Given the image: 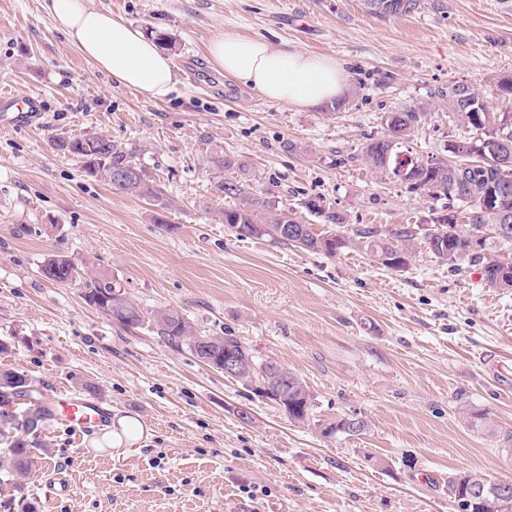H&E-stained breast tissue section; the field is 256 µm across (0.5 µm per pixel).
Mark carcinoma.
I'll list each match as a JSON object with an SVG mask.
<instances>
[{"instance_id": "cac0c4a2", "label": "carcinoma", "mask_w": 512, "mask_h": 512, "mask_svg": "<svg viewBox=\"0 0 512 512\" xmlns=\"http://www.w3.org/2000/svg\"><path fill=\"white\" fill-rule=\"evenodd\" d=\"M424 0H361L362 9L380 17H405L420 10ZM497 97L509 101L511 107L494 112L481 94L472 86L457 83L443 93L448 99V117L469 128L470 136L448 143L442 158H422L411 150V136L426 116L422 108L400 109L387 113L384 132L364 144L355 159L361 161L382 181L400 180L398 168L406 156L407 188L412 193L435 199L455 201L462 208L467 224H450L448 219L424 229L417 238L403 226L383 233L376 228H362L357 237L362 246L372 253L379 264L389 269H402L415 253L417 245L434 257L451 264L481 266L486 283L504 292L512 291V259L506 260L500 252L512 249V182L496 195L494 204H485L484 195L491 188L503 184L506 173H512V79H503L497 85ZM396 143H387L388 138ZM53 148L74 156L81 162L86 176L111 183L114 171L137 170L125 185L112 187L118 194H131L160 199L158 190L148 180L142 165L137 162L139 149L116 143L103 136L78 138L59 137ZM224 196L237 200V205L224 210L222 221L239 238L265 237L273 242L293 245L301 249L334 256L347 246L339 235L324 236L315 233L311 225L273 213L270 199L255 190L243 179H226L218 185ZM420 243H415V240ZM75 264L65 256L51 254L42 262L39 274L59 285L65 279L75 282ZM85 302L95 308L113 307L112 321L126 327L138 328L145 323L174 347L186 346L189 351L208 355L214 366L224 365V356L233 355L242 363H252L254 369L238 380L249 384L264 378V373L276 370L282 373L276 388L280 393L279 407L288 418L301 423L316 421L321 433L330 436L338 432L350 436L361 434L366 422L360 416L347 414L334 422L315 419V402L307 386L296 374L278 363L263 365L239 337L201 332L184 316L171 307L147 312L128 297L115 292L110 283L98 280L84 282ZM44 396L32 385L31 378L12 368L0 369V437L9 441L11 456L0 464V491L10 488L20 491L29 477L31 444L26 436L34 435L49 419ZM474 473L456 475L449 480L456 500H461Z\"/></svg>"}]
</instances>
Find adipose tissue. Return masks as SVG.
Here are the masks:
<instances>
[{
    "mask_svg": "<svg viewBox=\"0 0 512 512\" xmlns=\"http://www.w3.org/2000/svg\"><path fill=\"white\" fill-rule=\"evenodd\" d=\"M54 29L113 84L147 101L165 99L175 88L172 57L153 37L87 0H43ZM214 71L252 87L266 99L298 109L333 103L346 76L329 56H313L217 28L208 41Z\"/></svg>",
    "mask_w": 512,
    "mask_h": 512,
    "instance_id": "ef3b65f1",
    "label": "adipose tissue"
}]
</instances>
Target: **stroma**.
<instances>
[{"label":"stroma","instance_id":"stroma-1","mask_svg":"<svg viewBox=\"0 0 512 512\" xmlns=\"http://www.w3.org/2000/svg\"><path fill=\"white\" fill-rule=\"evenodd\" d=\"M146 32L167 34L178 83L161 102L113 86L56 31L42 0H0V91L36 95L32 128L0 126V367L43 395L96 385L141 439L92 448L49 423L31 448L27 485L0 512H459L449 477L512 481V292L480 269L418 249L392 270L354 244L358 229L427 227L445 200L380 181L355 156L386 113L423 106L411 145L443 156L465 128L442 93L472 85L493 111L512 78V0H425L384 18L360 0H90ZM333 57L340 106L296 110L215 73L216 27ZM101 135L140 149L167 207L113 193L56 152L59 136ZM245 161L278 214L349 241L312 253L239 239L218 191ZM340 213L323 223L306 201ZM164 212L165 223L155 221ZM63 255L84 279L111 283L144 310L174 307L208 334L239 336L308 386L319 418L360 413L363 433L322 436L272 401L171 346L126 329L38 267ZM248 410L242 420L239 410ZM485 413L472 425L468 412ZM65 479L66 492L52 487Z\"/></svg>","mask_w":512,"mask_h":512}]
</instances>
